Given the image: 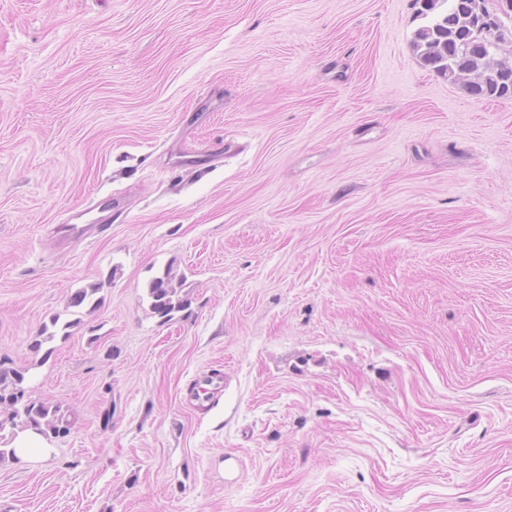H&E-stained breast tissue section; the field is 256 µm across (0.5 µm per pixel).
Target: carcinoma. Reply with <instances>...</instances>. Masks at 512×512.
Masks as SVG:
<instances>
[{"mask_svg": "<svg viewBox=\"0 0 512 512\" xmlns=\"http://www.w3.org/2000/svg\"><path fill=\"white\" fill-rule=\"evenodd\" d=\"M492 11L506 24H512V0H423L418 14L427 19L414 35V46L422 62L451 83L461 82L474 96L486 98L512 97V63L498 58L502 44L512 41V27L502 43L492 48L479 33L481 12ZM99 287L84 288L69 300L68 307L91 306L96 309L101 300L95 298ZM152 313L164 321L174 313L189 308V298L177 288L176 275L166 269L154 277L148 287ZM79 324L77 320L59 323V317L51 320L52 327L65 331ZM49 326V327H51ZM43 327L32 344L35 352L51 354L43 345L52 342L56 334ZM24 372L0 364V462L16 459L15 440L18 428L33 429L44 438H56L67 433V425L59 408L26 396Z\"/></svg>", "mask_w": 512, "mask_h": 512, "instance_id": "cac0c4a2", "label": "carcinoma"}]
</instances>
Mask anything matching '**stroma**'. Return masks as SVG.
I'll list each match as a JSON object with an SVG mask.
<instances>
[{"label":"stroma","mask_w":512,"mask_h":512,"mask_svg":"<svg viewBox=\"0 0 512 512\" xmlns=\"http://www.w3.org/2000/svg\"><path fill=\"white\" fill-rule=\"evenodd\" d=\"M418 10L0 0V361L68 422L0 512H512V97ZM176 279V275L167 268L149 284L147 295L150 299V308L162 321L171 320L174 313L184 311L190 306L189 298L186 295L182 296L181 290L177 288V285L181 286L183 276L178 279V283Z\"/></svg>","instance_id":"35a3bbf8"}]
</instances>
